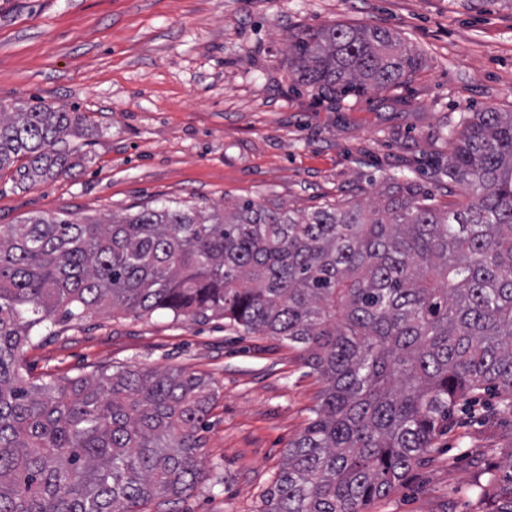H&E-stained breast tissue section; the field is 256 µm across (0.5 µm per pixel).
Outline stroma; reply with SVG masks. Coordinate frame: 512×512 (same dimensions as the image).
Masks as SVG:
<instances>
[{"mask_svg":"<svg viewBox=\"0 0 512 512\" xmlns=\"http://www.w3.org/2000/svg\"><path fill=\"white\" fill-rule=\"evenodd\" d=\"M334 24L387 28L419 55L384 90L319 95L289 72L288 38ZM88 116L82 166L33 187L0 177V224L40 213L108 219L169 199L294 210L375 200L387 177L431 185L468 113L512 112V11L470 0H0V102ZM129 366L211 377L203 486L147 512H260L322 382L301 349L223 319L105 312L24 347L28 378ZM488 391L456 407L431 450L365 512H481L477 470L512 467V412Z\"/></svg>","mask_w":512,"mask_h":512,"instance_id":"1","label":"stroma"}]
</instances>
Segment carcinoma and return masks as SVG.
Wrapping results in <instances>:
<instances>
[{"instance_id":"cac0c4a2","label":"carcinoma","mask_w":512,"mask_h":512,"mask_svg":"<svg viewBox=\"0 0 512 512\" xmlns=\"http://www.w3.org/2000/svg\"><path fill=\"white\" fill-rule=\"evenodd\" d=\"M297 82L386 89L420 60L392 31L333 25L291 37ZM82 112L0 105V172L35 185L69 174ZM377 205L300 213L170 200L103 221L38 214L0 225V512H145L194 492L211 380L120 368L41 380L23 348L57 320L112 309L223 318L301 346L324 382L260 512H363L427 454L460 402L495 389L512 407V112L468 117L438 179ZM512 512V479L473 483Z\"/></svg>"}]
</instances>
